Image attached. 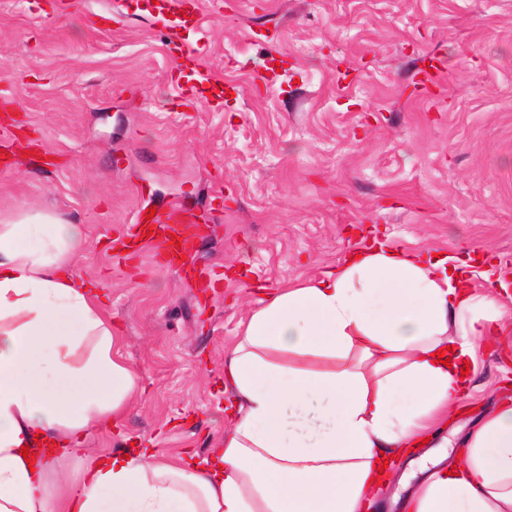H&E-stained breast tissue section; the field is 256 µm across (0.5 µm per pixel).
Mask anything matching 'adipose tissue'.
I'll return each mask as SVG.
<instances>
[{"mask_svg":"<svg viewBox=\"0 0 512 512\" xmlns=\"http://www.w3.org/2000/svg\"><path fill=\"white\" fill-rule=\"evenodd\" d=\"M83 252L82 225L60 215L0 218V512H368L394 476L379 456L434 437L403 512H512V398L458 457L439 436L467 395L462 367L512 338L466 261L369 243L267 294L224 359L227 422L197 459L85 449L142 387ZM442 347L450 364L433 360Z\"/></svg>","mask_w":512,"mask_h":512,"instance_id":"obj_1","label":"adipose tissue"}]
</instances>
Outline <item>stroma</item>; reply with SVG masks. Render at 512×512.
Segmentation results:
<instances>
[{
  "label": "stroma",
  "instance_id": "obj_1",
  "mask_svg": "<svg viewBox=\"0 0 512 512\" xmlns=\"http://www.w3.org/2000/svg\"><path fill=\"white\" fill-rule=\"evenodd\" d=\"M190 20L175 36L140 0H0V89L16 105L0 125L17 140L0 214L83 226L80 271L103 283L141 374L98 451L204 452L258 287L339 265L358 225L405 250L481 248L474 283L494 272L512 305V0H198ZM146 205L195 214L211 288L151 247L114 254ZM504 396L512 347L480 355L445 437L461 441Z\"/></svg>",
  "mask_w": 512,
  "mask_h": 512
}]
</instances>
